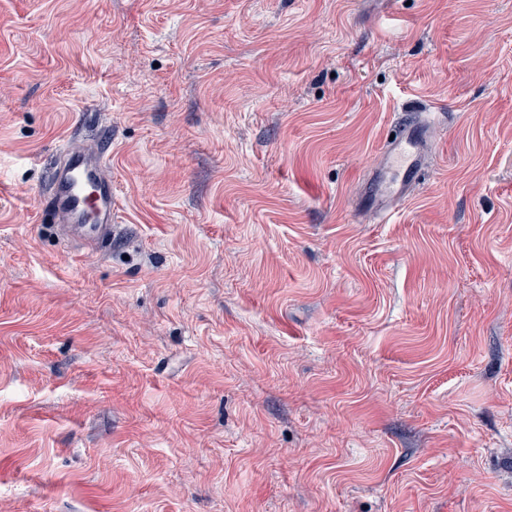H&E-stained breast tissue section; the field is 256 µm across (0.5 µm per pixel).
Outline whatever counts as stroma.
Here are the masks:
<instances>
[{"mask_svg":"<svg viewBox=\"0 0 512 512\" xmlns=\"http://www.w3.org/2000/svg\"><path fill=\"white\" fill-rule=\"evenodd\" d=\"M0 512H512V0H0ZM436 112H419L386 139L379 161L361 184L357 211L364 222H385L413 194L431 149L429 131ZM59 155L41 198L46 219L84 245L112 239V174L103 144L93 139L82 149L62 147Z\"/></svg>","mask_w":512,"mask_h":512,"instance_id":"stroma-1","label":"stroma"}]
</instances>
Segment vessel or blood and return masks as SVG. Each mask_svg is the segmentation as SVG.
Here are the masks:
<instances>
[{
    "mask_svg": "<svg viewBox=\"0 0 512 512\" xmlns=\"http://www.w3.org/2000/svg\"><path fill=\"white\" fill-rule=\"evenodd\" d=\"M437 113L421 112L386 140L380 158L361 184L357 211L369 223L385 221L413 194L431 149ZM43 195V213L64 235L88 246L112 237V174L99 140L78 150L60 149Z\"/></svg>",
    "mask_w": 512,
    "mask_h": 512,
    "instance_id": "1",
    "label": "vessel or blood"
}]
</instances>
